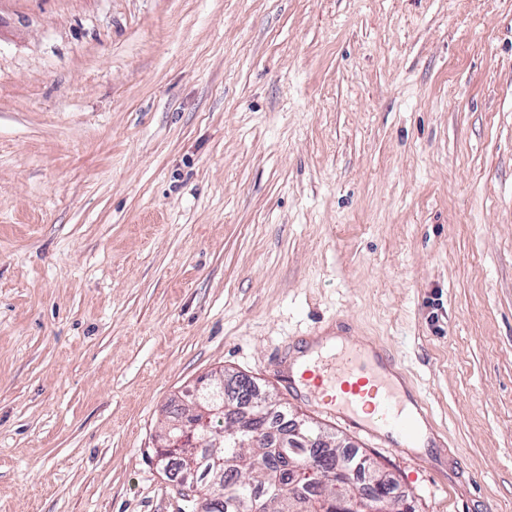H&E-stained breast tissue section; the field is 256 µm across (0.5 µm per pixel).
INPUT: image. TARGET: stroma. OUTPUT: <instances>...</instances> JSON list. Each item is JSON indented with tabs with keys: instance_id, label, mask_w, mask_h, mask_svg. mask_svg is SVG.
I'll return each mask as SVG.
<instances>
[{
	"instance_id": "obj_1",
	"label": "stroma",
	"mask_w": 512,
	"mask_h": 512,
	"mask_svg": "<svg viewBox=\"0 0 512 512\" xmlns=\"http://www.w3.org/2000/svg\"><path fill=\"white\" fill-rule=\"evenodd\" d=\"M337 314L445 458L289 388ZM220 369L512 512V0H0V512H184L155 450Z\"/></svg>"
}]
</instances>
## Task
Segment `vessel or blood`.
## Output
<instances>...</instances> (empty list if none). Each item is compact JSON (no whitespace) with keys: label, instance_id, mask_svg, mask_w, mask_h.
<instances>
[{"label":"vessel or blood","instance_id":"1","mask_svg":"<svg viewBox=\"0 0 512 512\" xmlns=\"http://www.w3.org/2000/svg\"><path fill=\"white\" fill-rule=\"evenodd\" d=\"M323 334V328H313L311 345L318 353L303 377L328 391V412L357 429L380 430L385 438L400 437L404 447H417L416 420L427 417L428 409L420 402L414 411L406 410L399 391L386 376L394 369V361L380 352L367 355L347 343L323 349Z\"/></svg>","mask_w":512,"mask_h":512}]
</instances>
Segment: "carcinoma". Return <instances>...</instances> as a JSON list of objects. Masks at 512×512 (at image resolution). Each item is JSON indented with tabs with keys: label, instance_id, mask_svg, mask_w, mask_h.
<instances>
[{
	"label": "carcinoma",
	"instance_id": "obj_1",
	"mask_svg": "<svg viewBox=\"0 0 512 512\" xmlns=\"http://www.w3.org/2000/svg\"><path fill=\"white\" fill-rule=\"evenodd\" d=\"M224 402L237 408L242 428L214 417L195 429L220 442L224 485L229 490L212 502L209 512H339L343 502L358 512H403L397 483L371 457L349 453L319 428L304 436L288 434V410L273 402L253 381L224 385ZM316 457L338 470L335 482L308 478L289 466H305Z\"/></svg>",
	"mask_w": 512,
	"mask_h": 512
}]
</instances>
